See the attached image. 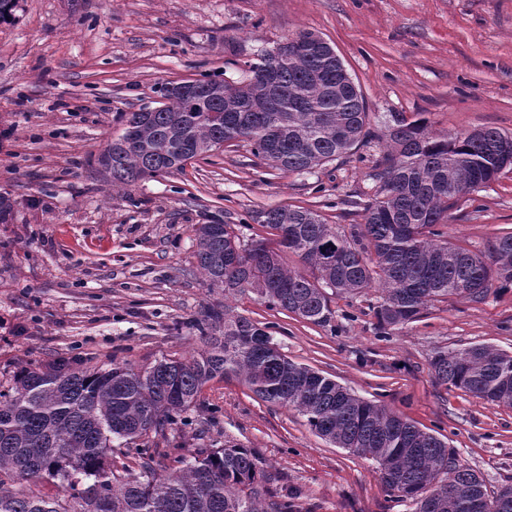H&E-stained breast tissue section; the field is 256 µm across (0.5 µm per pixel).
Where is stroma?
Returning a JSON list of instances; mask_svg holds the SVG:
<instances>
[{"label":"stroma","instance_id":"obj_1","mask_svg":"<svg viewBox=\"0 0 512 512\" xmlns=\"http://www.w3.org/2000/svg\"><path fill=\"white\" fill-rule=\"evenodd\" d=\"M335 49L371 129L423 113L434 131L512 132V0H19L0 23V377L60 356L89 367L142 370L199 347L212 308L270 327L292 361L401 414L455 448L489 489L512 484V408L439 384L440 350L512 352V286L481 303L449 298L379 335L381 292L334 297L329 323L225 300L196 266L194 227L221 220L243 239L265 235L260 212L296 206L342 228L377 197L370 138L311 174H282L246 143L185 171L115 191L97 162L123 115L159 99L167 81L238 79L245 62L297 30ZM448 240L478 251L512 232V173L448 214ZM217 418L175 426L186 449L232 437L278 473L301 512H413L390 500L377 463L313 433L295 410L260 400L237 380L200 398Z\"/></svg>","mask_w":512,"mask_h":512}]
</instances>
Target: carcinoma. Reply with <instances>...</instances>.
<instances>
[{
  "label": "carcinoma",
  "instance_id": "carcinoma-1",
  "mask_svg": "<svg viewBox=\"0 0 512 512\" xmlns=\"http://www.w3.org/2000/svg\"><path fill=\"white\" fill-rule=\"evenodd\" d=\"M307 34L284 40L288 60L272 80L260 53L240 80H195L194 99L161 84L162 105L129 113L98 157L112 186L182 171L239 142L288 174L354 150L371 135L365 100L329 43L299 49ZM375 138L386 145L375 165L381 197L363 204L364 223L347 232L310 209L277 207L261 215L269 236L247 243L230 224H199L195 257L209 286L226 299L256 293L315 324L332 319L331 297L378 288L374 315L384 334L450 296L482 303L495 284H512V232L473 251L441 230L461 199L512 170V134L435 133L424 118L398 115ZM288 252L302 267L288 266ZM197 327L203 348L143 371L116 362L74 367L60 357L0 384V512H300L273 489L279 475L236 440L187 455L166 438L167 427L193 422L215 379L241 381L262 401L297 411L330 443L373 459L388 495L414 512H512V484L489 490L440 438L290 360L250 319L211 309ZM429 366L448 388L512 407L511 352L438 351ZM131 462L141 476L129 477ZM45 477L59 481V496L38 490Z\"/></svg>",
  "mask_w": 512,
  "mask_h": 512
}]
</instances>
